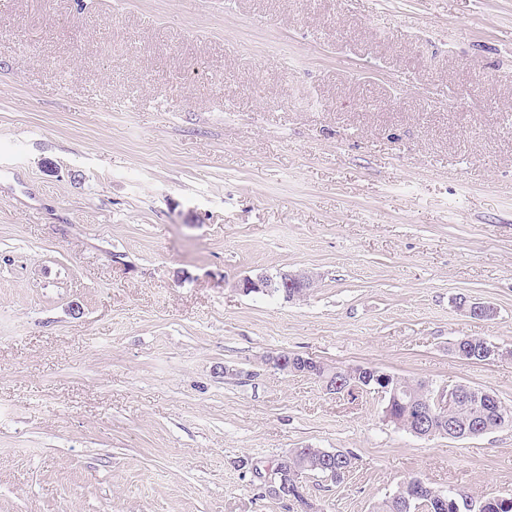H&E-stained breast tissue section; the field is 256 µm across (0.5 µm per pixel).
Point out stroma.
Returning <instances> with one entry per match:
<instances>
[{"label": "stroma", "mask_w": 512, "mask_h": 512, "mask_svg": "<svg viewBox=\"0 0 512 512\" xmlns=\"http://www.w3.org/2000/svg\"><path fill=\"white\" fill-rule=\"evenodd\" d=\"M466 337L512 348V0L0 7V512H302L266 488L307 447L356 456L320 512L512 497V427L423 439L268 361L512 408ZM315 280L313 276L306 271H297V272H285L279 273L277 275V280H274L268 274H261L253 277H244L241 279L238 284V290L243 292L244 294L251 293H268L273 289V294L271 296H282L283 297V289L282 288H298L293 290L292 294L288 295V289L285 290L284 296L287 300H294L296 296H299L305 288H309L313 286ZM274 284H277L275 286ZM272 288V289H271ZM408 479L417 480V483L407 484L398 491V494L385 499L375 507V512H407L406 508H410L408 512H457L453 504L450 503L448 497L447 510L438 511L430 493V488H433L429 483H426L420 476L413 475L405 478L401 483ZM400 483V484H401ZM399 484V486H400ZM398 486V488H399Z\"/></svg>", "instance_id": "stroma-1"}]
</instances>
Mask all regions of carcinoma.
Segmentation results:
<instances>
[{"instance_id": "carcinoma-1", "label": "carcinoma", "mask_w": 512, "mask_h": 512, "mask_svg": "<svg viewBox=\"0 0 512 512\" xmlns=\"http://www.w3.org/2000/svg\"><path fill=\"white\" fill-rule=\"evenodd\" d=\"M462 358L473 363L488 360L483 340L472 338ZM391 388L396 390L397 399L386 400L385 419L414 435L418 436L430 430L439 434L455 426L460 432L472 431L478 425L489 432L505 425H512V414L504 416L501 401L496 395L484 396L486 390L474 388L473 395L460 401L455 410L448 416L440 415L428 424L423 423L413 411V406L428 398L432 386L423 381H407L397 376L391 377ZM278 470L276 481L288 482L292 470L328 476L331 469L350 471L354 466V457L346 452L336 457H326L323 448H295L277 460ZM413 484H407L376 506L375 512H438L430 493L431 485L420 476L414 475Z\"/></svg>"}]
</instances>
